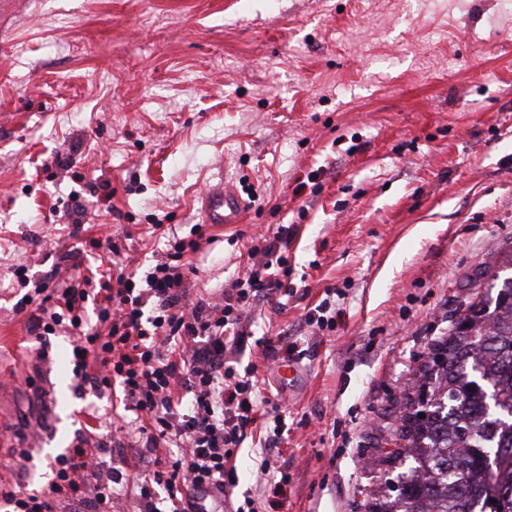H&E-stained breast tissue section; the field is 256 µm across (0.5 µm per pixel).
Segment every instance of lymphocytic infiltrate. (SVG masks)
<instances>
[{"mask_svg": "<svg viewBox=\"0 0 512 512\" xmlns=\"http://www.w3.org/2000/svg\"><path fill=\"white\" fill-rule=\"evenodd\" d=\"M193 238L169 231L163 259L138 281L123 272L122 253L108 243L107 268L98 280L96 322L85 316L89 278L64 287L42 283L27 295L31 331L38 339L65 331L76 336L73 375L99 395L116 393L124 411L122 431L139 436L152 463L135 472L103 469L107 439H80L55 458L45 488L30 493L0 484L6 512H61L62 504L83 512H112L124 490L129 512H208V498L223 499L238 483L243 445L263 450L261 479L279 473L269 450L281 441L278 403L265 396L256 366L236 371L252 310L288 302L287 226L253 238V265L215 297L190 298L189 258L201 248V225Z\"/></svg>", "mask_w": 512, "mask_h": 512, "instance_id": "1", "label": "lymphocytic infiltrate"}]
</instances>
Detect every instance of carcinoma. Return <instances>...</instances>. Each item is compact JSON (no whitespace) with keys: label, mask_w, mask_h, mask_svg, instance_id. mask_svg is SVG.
Segmentation results:
<instances>
[{"label":"carcinoma","mask_w":512,"mask_h":512,"mask_svg":"<svg viewBox=\"0 0 512 512\" xmlns=\"http://www.w3.org/2000/svg\"><path fill=\"white\" fill-rule=\"evenodd\" d=\"M456 313L416 372L403 446L384 459L405 470L368 512H512V277L493 275Z\"/></svg>","instance_id":"1"}]
</instances>
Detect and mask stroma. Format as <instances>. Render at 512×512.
Instances as JSON below:
<instances>
[{"mask_svg": "<svg viewBox=\"0 0 512 512\" xmlns=\"http://www.w3.org/2000/svg\"><path fill=\"white\" fill-rule=\"evenodd\" d=\"M112 183V199L89 185ZM253 186L239 223H205L208 186ZM77 192L82 223L63 202ZM205 241L191 295L219 294L255 234L290 227L295 294L259 307L247 361L288 432L279 512H365L395 449L390 413L459 302L512 276V10L500 0H23L0 22V482L42 487L110 399L78 388L71 339L36 359L25 290L61 286L118 245L139 274L151 215ZM345 316L312 337L326 289ZM302 348L291 388L263 332ZM35 384H28L27 376Z\"/></svg>", "mask_w": 512, "mask_h": 512, "instance_id": "35a3bbf8", "label": "stroma"}]
</instances>
